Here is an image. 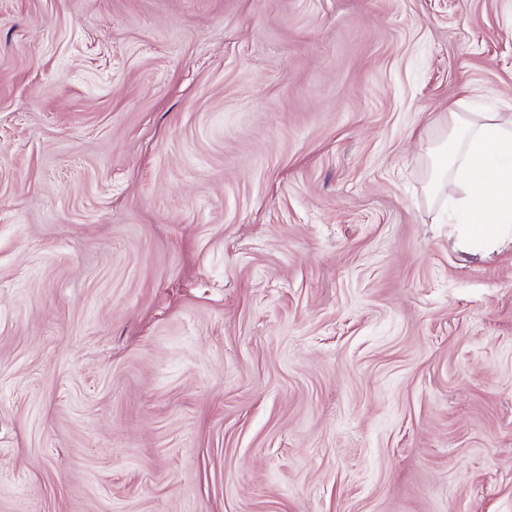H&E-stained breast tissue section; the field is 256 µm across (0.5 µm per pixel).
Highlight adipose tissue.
Wrapping results in <instances>:
<instances>
[{
  "label": "adipose tissue",
  "instance_id": "obj_1",
  "mask_svg": "<svg viewBox=\"0 0 512 512\" xmlns=\"http://www.w3.org/2000/svg\"><path fill=\"white\" fill-rule=\"evenodd\" d=\"M446 129L431 193L461 186L460 209L473 238L491 245L512 235V114L452 111Z\"/></svg>",
  "mask_w": 512,
  "mask_h": 512
}]
</instances>
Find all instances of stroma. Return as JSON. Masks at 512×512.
I'll list each match as a JSON object with an SVG mask.
<instances>
[{"instance_id":"35a3bbf8","label":"stroma","mask_w":512,"mask_h":512,"mask_svg":"<svg viewBox=\"0 0 512 512\" xmlns=\"http://www.w3.org/2000/svg\"><path fill=\"white\" fill-rule=\"evenodd\" d=\"M458 105L512 0H0V512H512Z\"/></svg>"}]
</instances>
